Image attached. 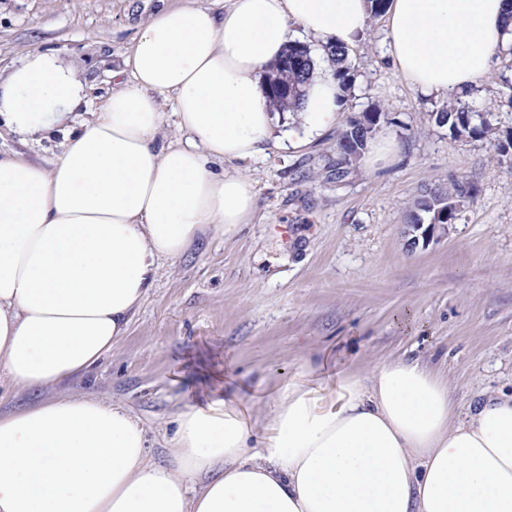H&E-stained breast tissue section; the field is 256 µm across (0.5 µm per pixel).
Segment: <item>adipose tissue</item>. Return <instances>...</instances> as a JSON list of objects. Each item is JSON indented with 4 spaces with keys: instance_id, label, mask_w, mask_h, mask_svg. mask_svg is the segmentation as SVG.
Listing matches in <instances>:
<instances>
[{
    "instance_id": "obj_1",
    "label": "adipose tissue",
    "mask_w": 512,
    "mask_h": 512,
    "mask_svg": "<svg viewBox=\"0 0 512 512\" xmlns=\"http://www.w3.org/2000/svg\"><path fill=\"white\" fill-rule=\"evenodd\" d=\"M369 19L367 0L161 8L82 122L76 66L34 52L0 71V124L64 138L48 168L0 157V376L35 396L0 412V512H512V391L459 414L445 374L417 359L288 386L260 437L223 399L184 406L163 463L124 406L56 393L126 335L159 260L255 214L253 183L214 164L299 150L341 124L330 62L299 112L264 95L293 27L350 46ZM386 29L396 73L449 96L489 78L512 18L503 0H393ZM170 122L180 137L160 142Z\"/></svg>"
}]
</instances>
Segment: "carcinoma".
I'll return each mask as SVG.
<instances>
[{"label": "carcinoma", "mask_w": 512, "mask_h": 512, "mask_svg": "<svg viewBox=\"0 0 512 512\" xmlns=\"http://www.w3.org/2000/svg\"><path fill=\"white\" fill-rule=\"evenodd\" d=\"M325 55L333 66L334 78L338 81L343 91L351 90L354 75L349 62L348 48L343 45H330L325 47ZM315 60L311 55V49L300 42L288 45L279 62L266 76L276 84L288 87V96L279 93H267L278 112H297L301 107L304 96V86L311 79L315 70ZM386 116L384 110L375 107L371 112L361 117L348 118L345 126L336 136V151L339 160L336 162V179H341L344 167L353 163L366 149L369 140L376 135V128L382 117ZM435 123L446 126L454 135L467 134L471 137L487 140L498 163H509L512 170L511 140H502L499 130L490 121L489 113L474 112L466 107L458 99L448 101L445 108L435 113ZM477 195V187L471 182L454 181L448 185V189H429L414 198L407 208V218L410 224H419L428 219L431 210L446 203L448 204V221L452 224L460 219L462 209L460 202H473Z\"/></svg>", "instance_id": "obj_1"}]
</instances>
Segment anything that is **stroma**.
I'll return each instance as SVG.
<instances>
[{
	"instance_id": "obj_1",
	"label": "stroma",
	"mask_w": 512,
	"mask_h": 512,
	"mask_svg": "<svg viewBox=\"0 0 512 512\" xmlns=\"http://www.w3.org/2000/svg\"><path fill=\"white\" fill-rule=\"evenodd\" d=\"M185 0H0V69L31 52L80 64L88 111L112 93L110 73L140 23ZM386 19L349 49L354 83L344 116L385 110L381 129L404 146L376 172L336 175V134L243 164L258 207L232 235L206 228L174 259L120 344L69 390L126 407L161 462L186 397L217 392L254 427L289 383L331 386L407 354L448 364L458 406L512 388V170L486 140L451 135L433 114L444 97L392 68ZM512 41L491 76L461 101L512 131ZM63 137L0 128V156L51 163ZM470 181L479 192L447 237L410 247L406 208L430 187Z\"/></svg>"
}]
</instances>
